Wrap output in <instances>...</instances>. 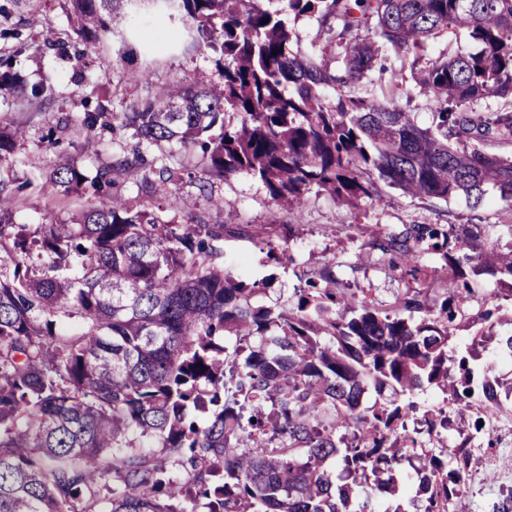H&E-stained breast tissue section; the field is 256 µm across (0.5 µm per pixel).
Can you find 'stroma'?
I'll return each mask as SVG.
<instances>
[{"label":"stroma","mask_w":512,"mask_h":512,"mask_svg":"<svg viewBox=\"0 0 512 512\" xmlns=\"http://www.w3.org/2000/svg\"><path fill=\"white\" fill-rule=\"evenodd\" d=\"M66 0H0V59L12 58V78L0 87V124H22L24 140L16 143L9 163L12 177L22 189L15 195L13 220L18 224H62L74 209L98 202L92 190L62 194L48 180L50 172L65 165L75 166L86 175L123 156L132 141L128 130L87 141L76 120L83 113L105 105L122 112L154 95L158 87L175 84L204 72L221 81L222 72L211 56L169 42V29L158 18L157 8L148 4L126 6L113 15L114 31L127 33L126 41L114 42L109 55L98 53L72 31L67 18ZM296 38L294 52L313 55L330 69L343 63L338 43L319 35L314 18H290ZM25 42L21 56H13L17 42ZM148 79H139L140 71ZM39 84L51 97L40 102L28 97L27 87ZM70 126H62V117ZM166 154L171 166L187 177L180 184L179 196L189 209L174 212L177 222L192 219L221 224L230 234L224 239L225 259H240L250 279L270 277L258 303L281 305L296 288L323 269H331L338 288L366 294L378 308H386L395 296L413 292L422 273L442 265L440 255L420 253L415 265L389 266L373 245V236L361 235L357 225L372 227L374 235L399 232L408 224H476L487 243H507L512 224V202L488 191L480 205L465 197L449 201L412 198L383 180H376L371 196L352 209L341 207L325 194H309L297 206H277L264 185L252 175L240 173L224 180H212L208 191L198 189L202 175L199 157L178 145L157 150L145 148L147 159ZM283 249L280 263H267L268 245ZM477 296L465 310L456 333L459 344L470 343L476 333L480 313L497 309V335L512 334V303L499 301L493 278L475 282ZM479 479L470 484L457 500V512H490L502 491L512 488V471L502 462L493 466L478 464Z\"/></svg>","instance_id":"1"}]
</instances>
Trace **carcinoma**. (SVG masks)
Masks as SVG:
<instances>
[{"label": "carcinoma", "instance_id": "obj_1", "mask_svg": "<svg viewBox=\"0 0 512 512\" xmlns=\"http://www.w3.org/2000/svg\"><path fill=\"white\" fill-rule=\"evenodd\" d=\"M68 2L75 33L102 48L116 38L106 17L133 0ZM160 2L224 82L199 76L124 112L84 113L86 139L129 128L134 144L91 179L73 167L50 175L67 195L138 170L147 200L114 193L66 224H16L0 180V512H197L202 500L205 512H407L392 499L401 482L416 487L415 512H451L480 416L512 402V377L477 363L476 346L497 337L491 311L465 350L448 345L480 277L512 301V242L410 224L377 249L392 266L442 255L446 287L429 282L389 314L325 270L286 304L256 305L271 277L248 283L214 261L224 225L166 216L180 199L157 193L184 173L147 162L143 147L196 152L210 177L247 172L277 204L315 191L355 207L374 172L411 197L477 205L492 188L512 202V153L478 147L512 141V106L465 108L512 98V0ZM292 15L339 41L342 68L292 52ZM460 29L475 52L421 63L430 38ZM392 55L437 102L425 128L398 103ZM373 72L387 95H355ZM22 134L0 127V158ZM431 388L448 408L424 411L427 433L453 429L460 406L474 416L444 459L408 433L413 396Z\"/></svg>", "mask_w": 512, "mask_h": 512}]
</instances>
